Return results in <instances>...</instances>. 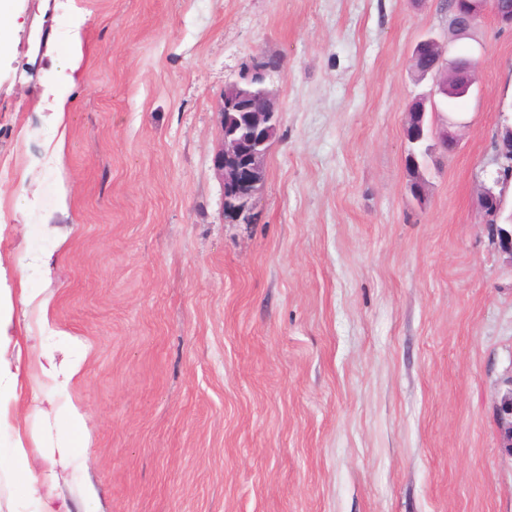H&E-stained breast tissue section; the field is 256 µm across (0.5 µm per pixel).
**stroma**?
I'll list each match as a JSON object with an SVG mask.
<instances>
[{"label": "stroma", "mask_w": 512, "mask_h": 512, "mask_svg": "<svg viewBox=\"0 0 512 512\" xmlns=\"http://www.w3.org/2000/svg\"><path fill=\"white\" fill-rule=\"evenodd\" d=\"M443 0H16L0 54V289L21 356L0 512H512L495 405L512 376V260L478 205L512 110V30L484 17L452 150L411 194V53ZM84 18V57L61 52ZM278 130L248 220L224 218L216 107L255 56ZM72 110L61 164L40 107ZM49 255V268L34 259ZM48 300L41 311L40 300ZM67 337L80 371L37 365Z\"/></svg>", "instance_id": "stroma-1"}]
</instances>
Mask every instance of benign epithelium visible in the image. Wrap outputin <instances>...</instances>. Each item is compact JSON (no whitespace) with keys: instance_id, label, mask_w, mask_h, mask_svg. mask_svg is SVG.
<instances>
[{"instance_id":"1","label":"benign epithelium","mask_w":512,"mask_h":512,"mask_svg":"<svg viewBox=\"0 0 512 512\" xmlns=\"http://www.w3.org/2000/svg\"><path fill=\"white\" fill-rule=\"evenodd\" d=\"M488 9L498 25L512 28V14L504 15L500 12L499 0H454V41L442 44L434 37H426L418 42L411 56L412 70L423 79H432V87L425 94L422 103L435 104L436 94L446 87V81L451 77L456 78L460 84L468 82L466 93H471L478 59L474 57L471 49L456 44V41L466 38L470 29ZM276 67V61L256 56L246 66L242 79L248 83H260L265 80L267 72ZM239 102L243 103L249 126L256 134L268 130L269 123L278 114L270 92L265 91L258 97L242 92L236 97L221 99L217 108L219 126H224V109ZM268 142L269 139L261 138L247 144L233 133L221 132L220 144L213 157V167L223 185L224 209L228 219L241 217L250 207L262 181L263 158L267 153ZM498 185L499 182L496 181L491 186H482L479 202L487 216L492 219L489 226L494 229L498 248L512 259V223H500L502 207L496 191ZM496 416L500 447L512 455V378L506 381V389L496 404Z\"/></svg>"}]
</instances>
